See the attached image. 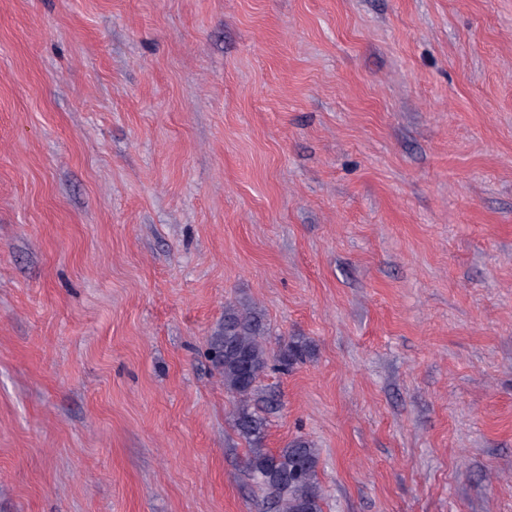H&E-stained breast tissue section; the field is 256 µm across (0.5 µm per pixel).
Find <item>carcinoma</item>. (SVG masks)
Returning <instances> with one entry per match:
<instances>
[{"mask_svg": "<svg viewBox=\"0 0 512 512\" xmlns=\"http://www.w3.org/2000/svg\"><path fill=\"white\" fill-rule=\"evenodd\" d=\"M265 335L257 311L240 303H225L224 326L214 353L224 375V391L240 402L234 422L251 445L247 469L259 487L276 497L279 512H322L318 449L297 437L276 452L265 450V421L247 404L270 366ZM306 353L305 346L287 343L280 347L276 361L288 367L303 360Z\"/></svg>", "mask_w": 512, "mask_h": 512, "instance_id": "1", "label": "carcinoma"}]
</instances>
